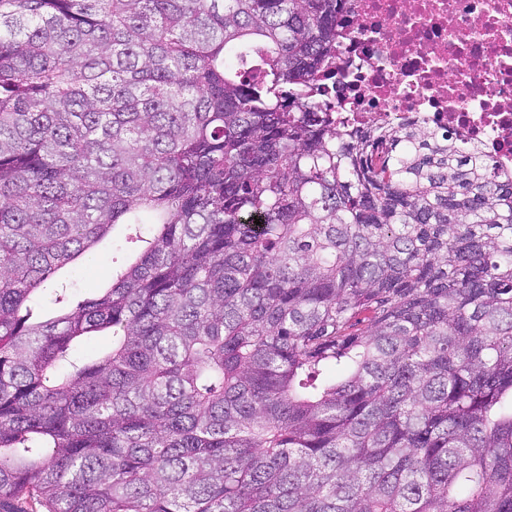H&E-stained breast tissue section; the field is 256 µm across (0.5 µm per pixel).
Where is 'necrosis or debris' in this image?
I'll return each mask as SVG.
<instances>
[{"label": "necrosis or debris", "instance_id": "necrosis-or-debris-1", "mask_svg": "<svg viewBox=\"0 0 512 512\" xmlns=\"http://www.w3.org/2000/svg\"><path fill=\"white\" fill-rule=\"evenodd\" d=\"M318 84L338 128H448L512 175V0H348Z\"/></svg>", "mask_w": 512, "mask_h": 512}]
</instances>
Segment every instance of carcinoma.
<instances>
[{
    "label": "carcinoma",
    "instance_id": "1",
    "mask_svg": "<svg viewBox=\"0 0 512 512\" xmlns=\"http://www.w3.org/2000/svg\"><path fill=\"white\" fill-rule=\"evenodd\" d=\"M345 16L0 0V512H512V178L336 128ZM137 250L132 248L124 254L112 252V237L107 238L97 248L93 256L79 258L57 273L59 280L69 279L73 282L74 296L77 299L92 297L106 288L112 281V268L133 260ZM116 257L117 263L112 262Z\"/></svg>",
    "mask_w": 512,
    "mask_h": 512
}]
</instances>
